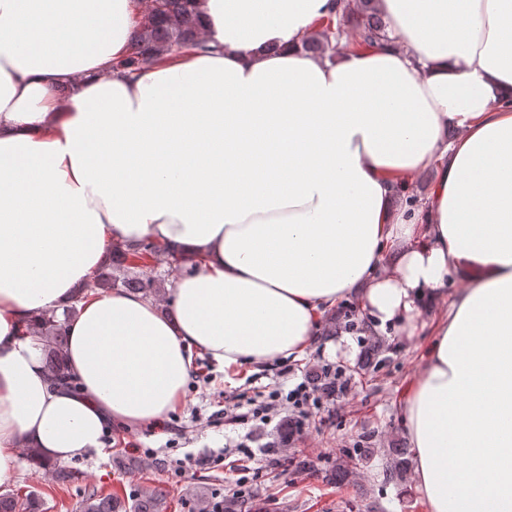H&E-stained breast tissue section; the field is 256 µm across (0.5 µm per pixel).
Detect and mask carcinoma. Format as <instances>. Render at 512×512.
Returning a JSON list of instances; mask_svg holds the SVG:
<instances>
[{"instance_id":"1","label":"carcinoma","mask_w":512,"mask_h":512,"mask_svg":"<svg viewBox=\"0 0 512 512\" xmlns=\"http://www.w3.org/2000/svg\"><path fill=\"white\" fill-rule=\"evenodd\" d=\"M196 0H150L145 22L134 31L126 66L138 68L151 62L160 52L181 54L190 47L208 52L211 47L197 42L199 20ZM353 38L357 45H372L387 39L384 17L375 7L374 0H336L335 12L316 37L302 42L305 52L319 53L332 42ZM138 258L162 257L172 264H180L182 258L169 253L153 242H142L127 253L116 247L107 253L100 270L94 273L93 286L106 290L122 289L128 292L152 294L157 290L158 278L154 267L147 264H131L128 256ZM65 321L53 313H46L32 324L41 337L48 371L57 380L70 382L71 376L65 363L67 336ZM165 495L160 489L139 499L133 512H162ZM82 512H126L124 501L112 495L90 493L81 504ZM0 512H43L39 495L30 493L24 499L12 494H0Z\"/></svg>"}]
</instances>
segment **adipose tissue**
<instances>
[{"mask_svg": "<svg viewBox=\"0 0 512 512\" xmlns=\"http://www.w3.org/2000/svg\"><path fill=\"white\" fill-rule=\"evenodd\" d=\"M135 0H0V485L160 425L195 352L299 359L357 301L432 339L404 401L428 512H512V0H378L387 41L303 52L333 0H199L210 50L124 67ZM166 299L78 298L113 242ZM75 306L68 387L28 328Z\"/></svg>", "mask_w": 512, "mask_h": 512, "instance_id": "ef3b65f1", "label": "adipose tissue"}]
</instances>
